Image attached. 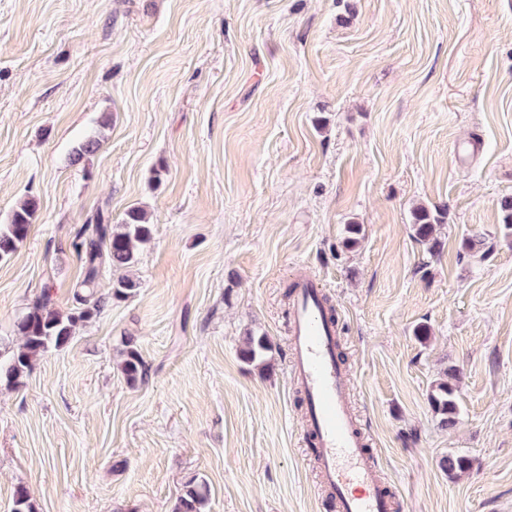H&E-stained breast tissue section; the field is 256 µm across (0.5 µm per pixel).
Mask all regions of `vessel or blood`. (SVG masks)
<instances>
[{"instance_id": "b4317fda", "label": "vessel or blood", "mask_w": 512, "mask_h": 512, "mask_svg": "<svg viewBox=\"0 0 512 512\" xmlns=\"http://www.w3.org/2000/svg\"><path fill=\"white\" fill-rule=\"evenodd\" d=\"M319 295L315 280H297L290 336L291 367L308 398L307 426L315 434L322 481L334 491L339 512H392L393 498L379 479L350 412L349 384L336 360Z\"/></svg>"}]
</instances>
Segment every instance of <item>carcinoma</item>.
<instances>
[{
    "label": "carcinoma",
    "mask_w": 512,
    "mask_h": 512,
    "mask_svg": "<svg viewBox=\"0 0 512 512\" xmlns=\"http://www.w3.org/2000/svg\"><path fill=\"white\" fill-rule=\"evenodd\" d=\"M502 212L501 233L512 237V198H505L500 204ZM36 215V203L27 200L13 209L6 224H0V260L16 251L30 233ZM439 218L425 206H419L412 213L414 237L434 253L439 248L437 226ZM150 224L144 211L138 208L128 210L118 228L104 224L97 217V224L84 228L74 243L80 257L84 259L86 272L82 281V291L76 293L77 306L63 314L48 306V301L35 302L17 319L15 331L21 337V345L10 351L5 359H0V382L8 386H18L33 369L36 357L50 348H61L72 338L78 325L90 321L100 314L104 301L97 296L96 284L100 267L107 262L115 269L128 268L137 261L139 246L150 238ZM138 283L130 278L120 277L112 285V298L126 300L135 294ZM273 350L270 338L252 330L243 336L241 359L248 365L268 367V354ZM122 373L129 384L135 385L145 379L148 367L134 337L128 336L123 342ZM459 374L448 370L432 384L428 392V402L439 418L442 427L451 429L456 425L459 414L457 393ZM438 467L450 479H457L472 468V459L462 453L450 452L441 457ZM208 496L205 482L188 481L177 497L172 512H203ZM13 512H35L29 491L20 486L15 490Z\"/></svg>",
    "instance_id": "carcinoma-1"
}]
</instances>
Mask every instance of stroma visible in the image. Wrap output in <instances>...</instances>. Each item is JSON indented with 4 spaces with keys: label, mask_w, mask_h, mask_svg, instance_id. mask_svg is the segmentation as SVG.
Instances as JSON below:
<instances>
[{
    "label": "stroma",
    "mask_w": 512,
    "mask_h": 512,
    "mask_svg": "<svg viewBox=\"0 0 512 512\" xmlns=\"http://www.w3.org/2000/svg\"><path fill=\"white\" fill-rule=\"evenodd\" d=\"M507 197L512 0H0V224L38 205L0 261V350L36 301L73 308L96 215L139 208L152 230L134 296L110 300L103 265L102 312L0 384V512L20 485L37 512H172L192 478L204 512H338L290 369L300 275L335 308L399 512H512ZM419 205L438 252L413 236ZM247 327L272 340L269 369L241 360ZM127 336L149 367L134 386ZM451 367L448 431L427 395ZM451 451L473 460L455 480ZM438 467L448 475L449 479H457L472 468V459L462 453L448 452L438 461Z\"/></svg>",
    "instance_id": "obj_1"
}]
</instances>
